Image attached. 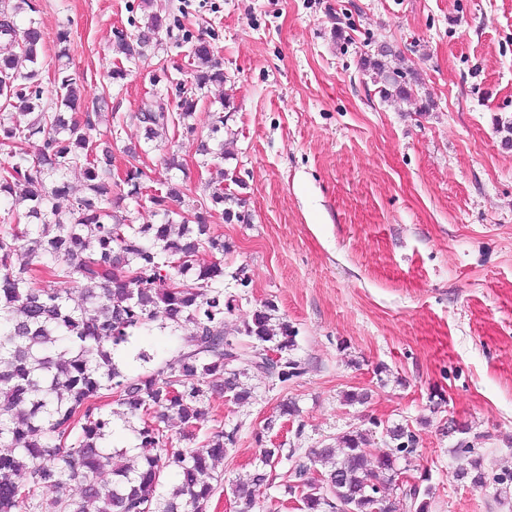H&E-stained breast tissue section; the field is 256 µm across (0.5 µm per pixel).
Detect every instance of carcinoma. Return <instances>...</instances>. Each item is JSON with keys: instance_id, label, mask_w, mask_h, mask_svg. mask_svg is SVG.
I'll return each mask as SVG.
<instances>
[{"instance_id": "obj_1", "label": "carcinoma", "mask_w": 512, "mask_h": 512, "mask_svg": "<svg viewBox=\"0 0 512 512\" xmlns=\"http://www.w3.org/2000/svg\"><path fill=\"white\" fill-rule=\"evenodd\" d=\"M0 3V145L10 147L0 173V512L62 509L69 512H206L217 487L204 479L213 463L236 444L237 427L220 424L198 447H177L167 434L169 421L180 423L179 440L192 442L209 421L208 394L220 393L240 404L252 397L245 383L263 374L286 386L301 377L304 363L291 356L298 331L280 318L272 301L254 311L233 335L225 319L237 299L224 296V264L230 251L224 236L213 231L210 213L222 209L224 221L243 222V199L224 186L226 173L205 185L208 198L186 202L188 188L167 178L160 187L146 184L139 161L142 148L125 146L123 173L112 180V140L93 141L99 112H75L85 86L70 70L66 32L57 35L61 48L54 65L55 102L41 106L44 88L37 67L44 33L36 21L17 25L21 4ZM182 32L178 36L174 31ZM187 46L192 66L190 88L176 85L177 100L162 93L138 112L145 140L167 133L197 137L189 123L205 89L225 81L222 62L203 37L192 39L184 20L147 15L126 34L116 30V59L109 83L127 75L126 65L144 56L162 38ZM393 55L388 45L363 60L386 99L412 96L418 73L387 69ZM31 63L26 71L18 61ZM32 116L26 124L4 111ZM227 98L210 113L208 134L197 146L203 157L224 155V112ZM72 169L84 175L83 192L69 208L59 200L69 195L64 176ZM117 192H112V189ZM145 193L163 221L136 224L119 214L120 202ZM83 303L70 304L75 291ZM192 333L173 357L134 377L123 373L115 352L156 321ZM278 357L277 370H267V353ZM119 392L116 404L138 421L133 428L141 453L113 465L129 449L106 442L112 414L101 399ZM373 431L355 428L337 438L341 451L327 446L295 457L296 449L265 445L253 468L233 483L238 512H253L256 495L270 484L271 463L282 456L293 461L285 492L301 503V512H429L433 486L427 473L409 483L396 461L416 452L417 434L403 424L386 428L388 451L372 462L365 448ZM328 464L314 475L311 456ZM171 470L180 483L156 497L161 474ZM475 487L485 484L480 457L456 472ZM81 485L80 500L65 504L48 495L66 485Z\"/></svg>"}]
</instances>
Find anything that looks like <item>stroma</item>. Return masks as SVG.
<instances>
[{
  "mask_svg": "<svg viewBox=\"0 0 512 512\" xmlns=\"http://www.w3.org/2000/svg\"><path fill=\"white\" fill-rule=\"evenodd\" d=\"M46 40L40 57L44 105L53 100L58 32L70 39L71 69L92 109L115 59L113 30L142 22L141 0H31ZM161 14H185L224 66L193 121L205 129L209 103L228 95L221 168L244 183L246 224L209 222L231 249L224 291L242 327L265 301L298 331L302 377L280 385L249 378L252 400L211 395L216 419L237 426V442L213 473L222 483L209 512H236L231 482L258 454L256 436L305 455L378 421L366 453L386 449V425L419 437L409 467L432 475L430 512H512V488H473L449 424L466 428L487 475L512 470V0H153ZM390 64L417 70L410 99H384L363 58L380 45ZM190 79L174 45L147 48L114 83L93 139L143 140L137 118L160 63ZM151 179L172 177L205 199L212 173L196 143L144 142ZM177 153L183 167L165 170ZM245 269L248 287L232 274ZM368 403L348 405L345 392ZM286 399L298 421L276 420ZM274 429H267V422ZM371 427V426H370ZM290 460L276 464L253 512H298L288 496Z\"/></svg>",
  "mask_w": 512,
  "mask_h": 512,
  "instance_id": "35a3bbf8",
  "label": "stroma"
}]
</instances>
